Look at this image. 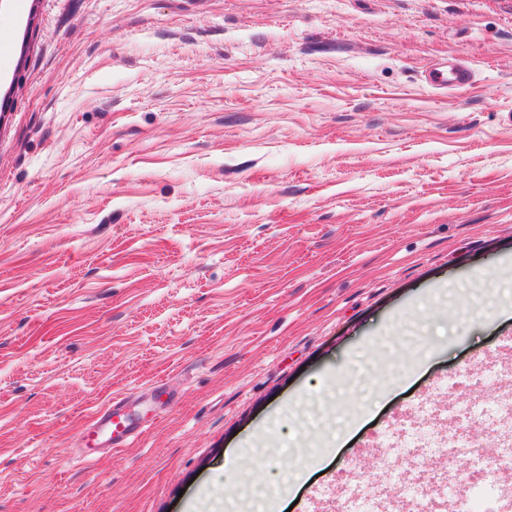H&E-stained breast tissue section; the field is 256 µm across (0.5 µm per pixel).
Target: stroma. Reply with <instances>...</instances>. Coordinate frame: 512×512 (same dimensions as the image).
Returning a JSON list of instances; mask_svg holds the SVG:
<instances>
[{"instance_id":"1","label":"stroma","mask_w":512,"mask_h":512,"mask_svg":"<svg viewBox=\"0 0 512 512\" xmlns=\"http://www.w3.org/2000/svg\"><path fill=\"white\" fill-rule=\"evenodd\" d=\"M474 426L512 445V0H0V512H424L384 481L463 465L497 512ZM119 403L111 401L98 408L93 414V420L98 424V431L104 437L102 443L126 446L138 433L131 422L120 413Z\"/></svg>"}]
</instances>
